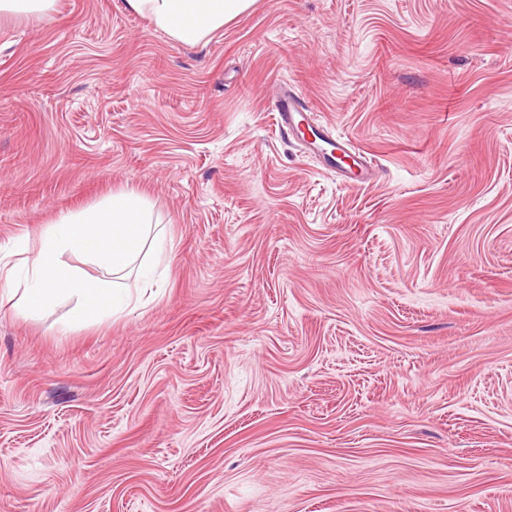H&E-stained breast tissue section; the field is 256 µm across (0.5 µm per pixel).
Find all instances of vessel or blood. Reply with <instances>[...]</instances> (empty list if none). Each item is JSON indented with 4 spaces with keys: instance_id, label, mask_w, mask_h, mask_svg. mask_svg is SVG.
Listing matches in <instances>:
<instances>
[{
    "instance_id": "vessel-or-blood-1",
    "label": "vessel or blood",
    "mask_w": 512,
    "mask_h": 512,
    "mask_svg": "<svg viewBox=\"0 0 512 512\" xmlns=\"http://www.w3.org/2000/svg\"><path fill=\"white\" fill-rule=\"evenodd\" d=\"M277 123L282 134L301 133V149L315 152L325 171L359 181H370L373 169L366 157L349 142L334 137L329 128L316 119L304 96L292 86L282 85L274 100Z\"/></svg>"
}]
</instances>
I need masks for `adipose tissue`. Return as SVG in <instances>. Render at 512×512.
Wrapping results in <instances>:
<instances>
[{"label": "adipose tissue", "instance_id": "adipose-tissue-1", "mask_svg": "<svg viewBox=\"0 0 512 512\" xmlns=\"http://www.w3.org/2000/svg\"><path fill=\"white\" fill-rule=\"evenodd\" d=\"M253 0H125V6L147 17L157 30L185 46L204 42L246 12ZM19 256L0 267L8 285L0 302L20 300L26 314L42 315L65 300L73 301L68 328L101 323L138 309L156 284L167 259L164 228L152 222L150 202L133 191H120L78 212L60 213L38 242L16 238L7 250ZM81 257L83 267L68 256ZM97 268L89 275L87 266ZM135 272L136 287L117 283V276Z\"/></svg>", "mask_w": 512, "mask_h": 512}]
</instances>
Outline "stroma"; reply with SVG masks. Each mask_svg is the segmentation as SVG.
Masks as SVG:
<instances>
[{
  "instance_id": "1",
  "label": "stroma",
  "mask_w": 512,
  "mask_h": 512,
  "mask_svg": "<svg viewBox=\"0 0 512 512\" xmlns=\"http://www.w3.org/2000/svg\"><path fill=\"white\" fill-rule=\"evenodd\" d=\"M284 80L369 183L281 136ZM122 189L161 293L0 305V512H512V0L0 21V245ZM253 0H125V6L147 17L157 30L185 46L204 42L246 12Z\"/></svg>"
}]
</instances>
